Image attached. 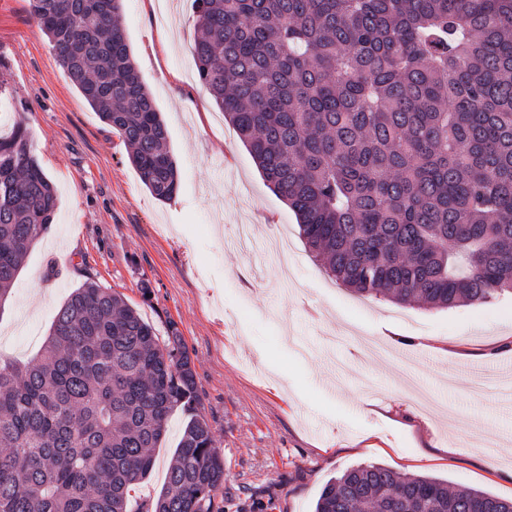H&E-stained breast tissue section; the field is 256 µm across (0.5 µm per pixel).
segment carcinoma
<instances>
[{"instance_id":"cac0c4a2","label":"carcinoma","mask_w":512,"mask_h":512,"mask_svg":"<svg viewBox=\"0 0 512 512\" xmlns=\"http://www.w3.org/2000/svg\"><path fill=\"white\" fill-rule=\"evenodd\" d=\"M200 82L309 253L359 295L445 309L512 293V0H194ZM59 64L128 145L147 190L178 169L122 0H31ZM23 123L0 134V300L57 198ZM177 333L88 281L40 358L0 363V512H214L224 459ZM167 487L139 502L170 413ZM315 512H512V500L360 465Z\"/></svg>"}]
</instances>
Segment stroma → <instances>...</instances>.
I'll use <instances>...</instances> for the list:
<instances>
[{"mask_svg": "<svg viewBox=\"0 0 512 512\" xmlns=\"http://www.w3.org/2000/svg\"><path fill=\"white\" fill-rule=\"evenodd\" d=\"M122 22L179 169L169 201L73 86L30 0H0V132L27 124L58 198L0 304V359L40 355L91 277L159 338L182 336L224 459L222 512H313L329 479L373 462L512 499V294L429 309L329 277L196 75L193 0H123ZM187 421L170 414L138 499L165 488Z\"/></svg>", "mask_w": 512, "mask_h": 512, "instance_id": "1", "label": "stroma"}]
</instances>
